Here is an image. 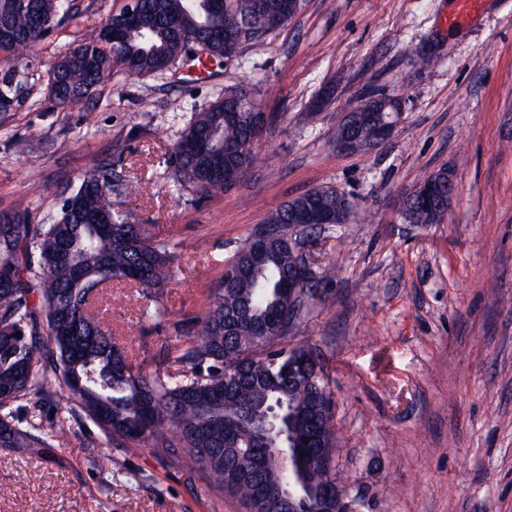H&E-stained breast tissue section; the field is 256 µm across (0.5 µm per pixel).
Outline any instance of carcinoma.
Returning a JSON list of instances; mask_svg holds the SVG:
<instances>
[{"label": "carcinoma", "mask_w": 512, "mask_h": 512, "mask_svg": "<svg viewBox=\"0 0 512 512\" xmlns=\"http://www.w3.org/2000/svg\"><path fill=\"white\" fill-rule=\"evenodd\" d=\"M74 0H0V17L10 20L15 35L0 40V51L16 57L41 43L71 12ZM251 25L268 34L288 23V0H257ZM224 24V17L186 12L182 0H165L160 8L142 11L138 31L127 36L115 53L133 58L139 73L159 74L183 46L181 33ZM69 85L76 89L98 85L112 75V61L90 68L81 55L62 57ZM193 115L173 148L174 183L208 196L227 190L224 155L245 154L253 165L254 148H245L251 136L250 114L257 102L243 91L225 93ZM62 110L86 111V97L65 92L54 97ZM203 134L213 136L204 152L185 150L184 144ZM321 205L344 209L336 189L321 188ZM295 198L266 218L264 225L278 230L265 249L238 250L229 266L235 272L231 287L212 291L211 305L200 332L177 348L180 375L136 370L124 350L112 341L102 319L92 311L95 286H112L142 266L140 287L148 295L160 293L170 277L174 257L171 242L156 239L112 203V164L96 166L67 198V206L51 224H30L28 205L18 200L14 212L0 218V412L42 390L40 370L48 365L62 396L78 407L128 453L140 451L151 439L155 450L168 454L187 451L193 467L208 472L218 486L238 498L247 512H282L273 497L260 498L261 489L288 480V472L267 462L263 435L239 426L249 410L261 415L269 407L287 411L286 432L294 445L289 468L303 473L305 499L300 512H314L323 488L336 480L333 461L336 432L330 424L332 392L317 354L310 348L288 349L282 341L307 306L292 311L284 284L300 257L288 250L292 228L288 210L302 208ZM408 209L417 224L433 222V212L411 202ZM104 213L114 224L101 230L83 217ZM251 309L253 315H280L284 327L274 336L254 335L252 320L226 323ZM299 353L313 371L289 379L270 372L266 356L288 358ZM316 436L315 446L307 438ZM35 436L0 417V447L27 448Z\"/></svg>", "instance_id": "obj_1"}]
</instances>
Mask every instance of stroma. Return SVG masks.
Here are the masks:
<instances>
[{
	"label": "stroma",
	"instance_id": "stroma-1",
	"mask_svg": "<svg viewBox=\"0 0 512 512\" xmlns=\"http://www.w3.org/2000/svg\"><path fill=\"white\" fill-rule=\"evenodd\" d=\"M129 0H75L25 60L0 54V216L60 215L96 164L138 191L116 198L133 223L175 243L172 276L147 311L141 288L113 283L97 304L133 365L178 373L189 340L240 244L310 190L345 192L348 223L317 228L304 253L334 267L286 344L319 354L334 394L338 479L356 512H512V0H482L452 25L453 0H305L299 14L232 62L181 61L158 75L113 68L86 112L54 104L47 75ZM245 88L269 117L244 181L219 196L175 186L173 146L196 112ZM373 92L401 102L388 139L332 143L345 110ZM25 150H17L16 141ZM455 196L443 223L405 224L403 198L441 168ZM43 399L16 403L66 446L0 448V512H244L186 454L135 456L74 415L52 373ZM118 461L100 470V456Z\"/></svg>",
	"mask_w": 512,
	"mask_h": 512
}]
</instances>
